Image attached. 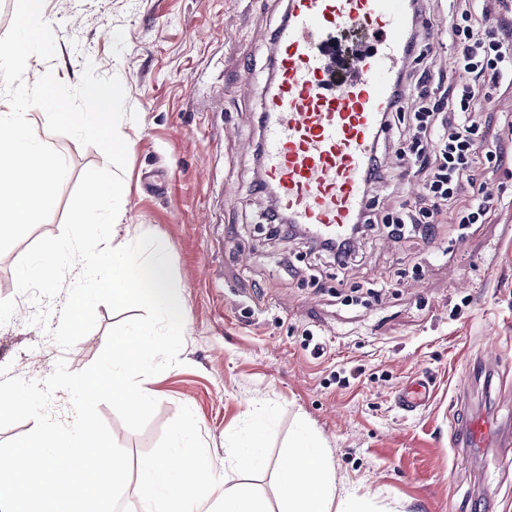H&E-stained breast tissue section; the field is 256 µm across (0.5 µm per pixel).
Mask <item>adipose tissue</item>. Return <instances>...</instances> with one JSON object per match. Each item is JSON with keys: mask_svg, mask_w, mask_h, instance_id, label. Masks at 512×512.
I'll return each instance as SVG.
<instances>
[{"mask_svg": "<svg viewBox=\"0 0 512 512\" xmlns=\"http://www.w3.org/2000/svg\"><path fill=\"white\" fill-rule=\"evenodd\" d=\"M279 512H362L361 500L339 494L326 450L300 433L277 473Z\"/></svg>", "mask_w": 512, "mask_h": 512, "instance_id": "1", "label": "adipose tissue"}]
</instances>
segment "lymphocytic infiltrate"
Instances as JSON below:
<instances>
[{"instance_id": "f902f5d3", "label": "lymphocytic infiltrate", "mask_w": 512, "mask_h": 512, "mask_svg": "<svg viewBox=\"0 0 512 512\" xmlns=\"http://www.w3.org/2000/svg\"><path fill=\"white\" fill-rule=\"evenodd\" d=\"M445 27L459 47L458 64L468 74V82L449 86L447 76L430 60L426 44L413 38L409 45L413 64L397 85L398 94L411 95V110L384 117L388 131L399 123L408 124L403 153L421 186L414 207L382 216L365 214V223L384 224L395 238L403 237L409 226L431 234L447 214L456 224H483L491 213L485 197L463 193L464 186L476 185L502 162L497 146L488 143L470 115L487 100L488 87L498 84L512 66V0H483L478 12L463 7L449 16Z\"/></svg>"}]
</instances>
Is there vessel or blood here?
I'll return each mask as SVG.
<instances>
[{"mask_svg": "<svg viewBox=\"0 0 512 512\" xmlns=\"http://www.w3.org/2000/svg\"><path fill=\"white\" fill-rule=\"evenodd\" d=\"M412 26L429 28L411 15L410 0H288L262 102L259 154L264 185L289 223L312 237H344L368 208L364 179L382 136L381 116L411 104L396 98L394 83L410 63ZM347 27L367 34L368 49L342 55L337 36ZM429 395L427 382L417 379L399 403L413 410ZM455 436L469 448L493 442L512 458L501 429L485 419L466 420Z\"/></svg>", "mask_w": 512, "mask_h": 512, "instance_id": "obj_1", "label": "vessel or blood"}]
</instances>
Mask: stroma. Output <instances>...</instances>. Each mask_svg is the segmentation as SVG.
<instances>
[{
  "instance_id": "obj_1",
  "label": "stroma",
  "mask_w": 512,
  "mask_h": 512,
  "mask_svg": "<svg viewBox=\"0 0 512 512\" xmlns=\"http://www.w3.org/2000/svg\"><path fill=\"white\" fill-rule=\"evenodd\" d=\"M285 11L286 0H46L56 57L32 58L25 80L51 69L74 86L89 62L97 76L120 79L137 117L119 125L131 148L118 239L157 237L185 305L181 363L150 377L158 407L147 427L129 430L104 404L99 413L137 458L188 406L219 470L225 439L270 401L283 414L252 481L270 504L276 465L304 427L365 512H512V468L498 448L452 440L456 423L475 415L512 423V86L473 114L504 154L482 180L494 192L487 223L442 224L428 239L378 231L340 270L306 241L257 231L267 202L253 190L254 148ZM50 141L69 165L53 212L0 254V365L35 380L61 358L73 371L91 365L109 329L135 315L98 305L96 327L67 350L28 323L34 308L14 267L33 242L60 233L82 174L107 164L73 137ZM399 151L396 137L382 148L392 174L373 191L382 211L418 197ZM418 376L430 380L431 399L404 411L399 392Z\"/></svg>"
}]
</instances>
